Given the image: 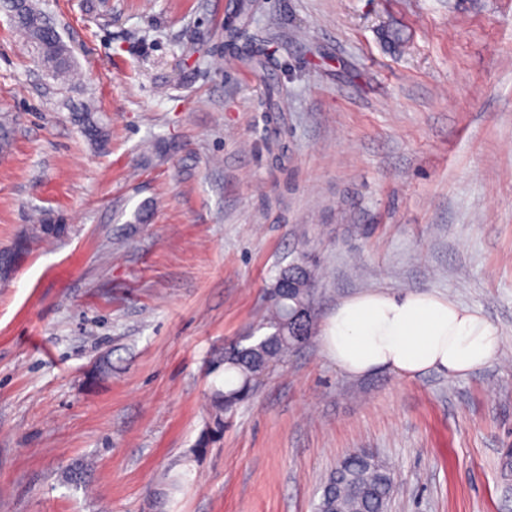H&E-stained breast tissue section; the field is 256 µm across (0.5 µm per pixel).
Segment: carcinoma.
<instances>
[{
    "label": "carcinoma",
    "mask_w": 512,
    "mask_h": 512,
    "mask_svg": "<svg viewBox=\"0 0 512 512\" xmlns=\"http://www.w3.org/2000/svg\"><path fill=\"white\" fill-rule=\"evenodd\" d=\"M27 10L40 17V27L23 22L16 28L36 52L50 56L51 77L69 76L74 68L73 57L59 45L61 38L55 26L34 0H29ZM228 46L235 50L243 65L263 72L269 68V59L261 46L252 43L238 48L232 39ZM75 117L88 136L95 140L102 136L103 123L97 113L85 106ZM63 231L62 227L50 226V219L43 217L31 225L30 238L47 241L60 237ZM312 288L313 276L304 261L289 266L276 280L269 314L260 323V328L268 329L269 333L247 345L237 341L211 361L212 371L222 369L228 375L224 388H216L211 394L210 403L216 410L230 411L248 400L260 377L282 365L288 352L312 335L315 316H301L310 310ZM393 485V475L385 464L373 456L350 452L329 474L313 512H388Z\"/></svg>",
    "instance_id": "carcinoma-1"
}]
</instances>
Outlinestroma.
<instances>
[{
  "label": "stroma",
  "instance_id": "35a3bbf8",
  "mask_svg": "<svg viewBox=\"0 0 512 512\" xmlns=\"http://www.w3.org/2000/svg\"><path fill=\"white\" fill-rule=\"evenodd\" d=\"M37 2L74 73L0 8V250L67 231L0 280V512H312L353 450L392 468L389 512H512V0ZM301 252L316 333L216 419L211 356ZM372 289L480 311L501 357L347 375L319 328ZM27 1L29 2L27 6L28 12L40 17V27L36 28L23 22L17 24L16 28L26 38L36 53H46L51 57L47 67L49 70L47 71L48 74L56 79L66 78L74 68V61L69 49L66 52L59 45V42L64 45L67 44L64 43L46 13L34 3L35 1ZM227 46H229L236 57L239 59L240 63L244 66L260 69L263 73L267 71L269 67V59L264 52V49L257 45L256 43H250V46L237 47L230 35V40ZM236 49L237 52L234 50Z\"/></svg>",
  "mask_w": 512,
  "mask_h": 512
}]
</instances>
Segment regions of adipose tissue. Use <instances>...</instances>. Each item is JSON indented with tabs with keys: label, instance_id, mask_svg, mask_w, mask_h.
Segmentation results:
<instances>
[{
	"label": "adipose tissue",
	"instance_id": "1",
	"mask_svg": "<svg viewBox=\"0 0 512 512\" xmlns=\"http://www.w3.org/2000/svg\"><path fill=\"white\" fill-rule=\"evenodd\" d=\"M327 355L354 376L388 370L412 379L466 375L498 359L497 327L479 311L434 292L371 290L344 299L322 331Z\"/></svg>",
	"mask_w": 512,
	"mask_h": 512
}]
</instances>
